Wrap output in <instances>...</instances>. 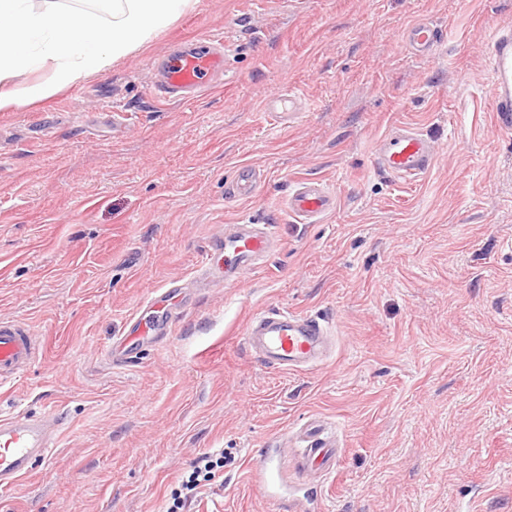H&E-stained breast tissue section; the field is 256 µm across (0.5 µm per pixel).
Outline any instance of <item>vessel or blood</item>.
Segmentation results:
<instances>
[{
	"instance_id": "vessel-or-blood-1",
	"label": "vessel or blood",
	"mask_w": 512,
	"mask_h": 512,
	"mask_svg": "<svg viewBox=\"0 0 512 512\" xmlns=\"http://www.w3.org/2000/svg\"><path fill=\"white\" fill-rule=\"evenodd\" d=\"M441 41V32L432 22H418L407 28L403 42L421 57L432 56ZM491 60L492 110L500 131L512 133V21L497 25L486 38ZM155 89L160 99L189 103L199 93L212 87L224 72V40L208 37L183 44L173 58L162 60ZM436 158L434 141L410 127H399L380 138L375 161L379 170L402 182H412L425 175ZM260 182L249 166L237 170L232 193L251 196ZM336 196L324 183L302 180L296 183L288 199L289 212L300 220H310L334 209ZM278 240L273 224H231L222 239L216 240L206 256L207 263L224 260L225 277L242 274L262 260ZM177 286L156 290L144 310L133 318L132 338L121 339L107 349L109 357L120 362L136 354L135 337L154 336L172 324L173 301ZM245 340L260 363L276 371H299L320 363L330 351L331 336L317 319L285 310H268L248 321ZM39 349L29 330L16 324L0 322V388L13 384L36 359ZM61 417L46 414L34 417L23 413L0 415V489L14 487L28 476L36 461L52 456ZM304 461L326 464L335 458L320 428H313L308 444L301 450ZM256 488L269 498L279 496L272 459L252 465Z\"/></svg>"
}]
</instances>
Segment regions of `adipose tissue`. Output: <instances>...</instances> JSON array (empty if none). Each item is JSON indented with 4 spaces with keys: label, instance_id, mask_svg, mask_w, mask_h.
I'll return each instance as SVG.
<instances>
[{
    "label": "adipose tissue",
    "instance_id": "ef3b65f1",
    "mask_svg": "<svg viewBox=\"0 0 512 512\" xmlns=\"http://www.w3.org/2000/svg\"><path fill=\"white\" fill-rule=\"evenodd\" d=\"M193 0H112V21L62 12L55 0H0V112L39 102L140 49ZM50 67V81L15 89L20 72Z\"/></svg>",
    "mask_w": 512,
    "mask_h": 512
}]
</instances>
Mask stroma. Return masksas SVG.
Returning <instances> with one entry per match:
<instances>
[{
	"instance_id": "stroma-1",
	"label": "stroma",
	"mask_w": 512,
	"mask_h": 512,
	"mask_svg": "<svg viewBox=\"0 0 512 512\" xmlns=\"http://www.w3.org/2000/svg\"><path fill=\"white\" fill-rule=\"evenodd\" d=\"M512 0H196L148 44L40 103L0 112V321L43 351L0 412L59 414L53 455L0 492V512H162L192 462L224 471L183 512H273L251 485L283 448L280 487L318 512H512V134L492 114L483 41ZM427 19L428 58L403 44ZM224 39V84L156 100L155 64ZM302 111L265 103L286 91ZM430 136L407 184L374 167L396 126ZM262 174L247 198L235 172ZM322 180L336 208L286 202ZM274 224L232 284L203 257L229 224ZM180 288L171 332L130 364L106 349L150 292ZM288 309L331 330L328 359L262 367L247 320ZM321 426L334 469L300 450ZM336 205L334 192L320 181L302 180L288 198V212L299 220H310L326 214Z\"/></svg>"
}]
</instances>
